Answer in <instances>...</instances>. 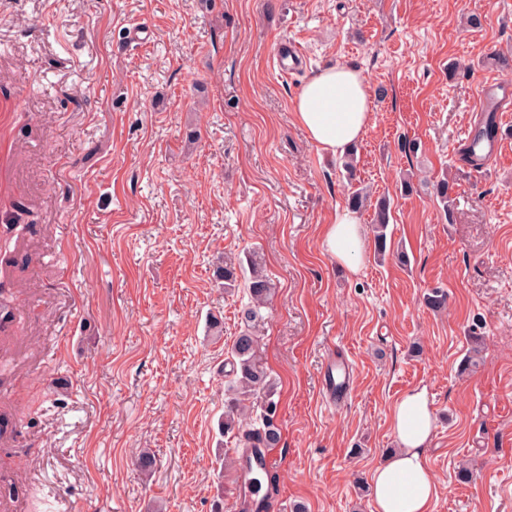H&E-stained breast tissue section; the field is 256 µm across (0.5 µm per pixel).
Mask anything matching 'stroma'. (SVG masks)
Returning <instances> with one entry per match:
<instances>
[{
  "label": "stroma",
  "mask_w": 512,
  "mask_h": 512,
  "mask_svg": "<svg viewBox=\"0 0 512 512\" xmlns=\"http://www.w3.org/2000/svg\"><path fill=\"white\" fill-rule=\"evenodd\" d=\"M288 42L307 64L287 79L271 58ZM502 54L512 0H0V504L230 512L228 350L248 295L215 271L254 250L274 284V512H371L390 410L420 387L432 512H512V111L497 158L459 152L480 81L512 85ZM332 65L367 80L356 178L392 201L385 262L369 243L354 270L323 245L342 160L293 108ZM335 345L355 365L340 408L319 382Z\"/></svg>",
  "instance_id": "35a3bbf8"
}]
</instances>
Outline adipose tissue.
Instances as JSON below:
<instances>
[{
    "label": "adipose tissue",
    "mask_w": 512,
    "mask_h": 512,
    "mask_svg": "<svg viewBox=\"0 0 512 512\" xmlns=\"http://www.w3.org/2000/svg\"><path fill=\"white\" fill-rule=\"evenodd\" d=\"M294 111L318 149L342 154L362 138L371 122L368 83L358 69L328 67L307 81L294 101ZM323 245L331 258L357 268L364 239L356 213L337 211L324 227ZM390 423L399 449L371 474L373 512H431L437 484L427 466L433 429L427 390L415 389L400 398Z\"/></svg>",
    "instance_id": "adipose-tissue-1"
}]
</instances>
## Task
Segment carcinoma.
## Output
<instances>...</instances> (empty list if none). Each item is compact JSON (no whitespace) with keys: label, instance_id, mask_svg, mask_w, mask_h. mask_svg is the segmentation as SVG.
Masks as SVG:
<instances>
[{"label":"carcinoma","instance_id":"cac0c4a2","mask_svg":"<svg viewBox=\"0 0 512 512\" xmlns=\"http://www.w3.org/2000/svg\"><path fill=\"white\" fill-rule=\"evenodd\" d=\"M453 184L446 179L434 186V195L446 215H451ZM391 202L387 198L377 201L375 208L374 240L379 258L386 256L387 234L390 224ZM224 287H239V279L247 282L249 302L241 310L242 327L235 336L232 357L229 397L224 410V431L235 433L239 442L238 457L253 448H274L281 440V431L274 422L278 402L276 389L269 379L261 356L260 327L264 321L262 310L267 307L274 291L273 283L253 254L246 260L224 261L218 271Z\"/></svg>","mask_w":512,"mask_h":512}]
</instances>
